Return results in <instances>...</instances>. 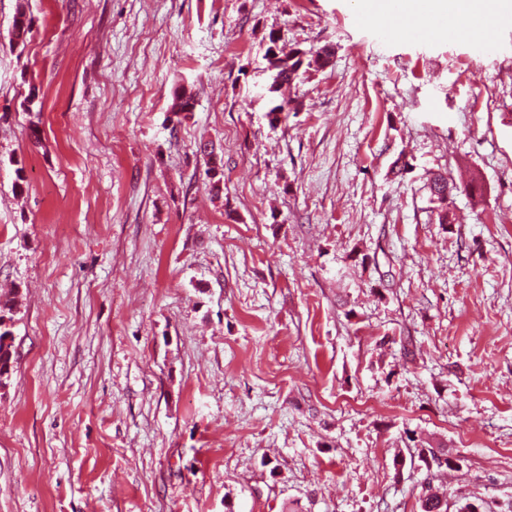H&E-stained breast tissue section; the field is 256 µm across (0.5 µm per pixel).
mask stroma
Here are the masks:
<instances>
[{"label": "stroma", "mask_w": 512, "mask_h": 512, "mask_svg": "<svg viewBox=\"0 0 512 512\" xmlns=\"http://www.w3.org/2000/svg\"><path fill=\"white\" fill-rule=\"evenodd\" d=\"M456 26L0 0V512H420L422 445L512 512V27ZM272 33L332 51L275 125Z\"/></svg>", "instance_id": "35a3bbf8"}]
</instances>
